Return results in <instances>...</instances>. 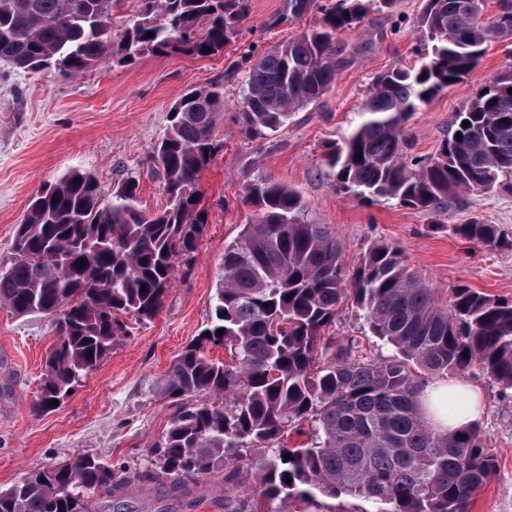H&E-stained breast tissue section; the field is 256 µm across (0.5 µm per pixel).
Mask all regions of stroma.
<instances>
[{"mask_svg": "<svg viewBox=\"0 0 512 512\" xmlns=\"http://www.w3.org/2000/svg\"><path fill=\"white\" fill-rule=\"evenodd\" d=\"M247 3L248 17L239 33L211 57L146 54L132 65L98 66L75 78L0 66V264L11 257L16 226L31 197L69 168L90 170L107 190L135 175L141 209L148 214L163 209L166 195L151 155L167 128L168 110L186 90L225 81L224 110L214 131L222 149L196 184L208 211V229L190 274L177 279L160 312L118 342L59 407L37 417L30 406L56 340L53 321L0 308V366L11 385L10 395L0 397V487L79 453L130 471V484L117 495H97L93 512H112L116 499L130 512H224L225 475L235 472L254 483V468L240 469L229 460L222 472L202 478L190 495L180 496L154 476L151 465L152 448L176 412L158 395L157 383L211 318L224 247L254 220V209L244 200L247 181L267 179L297 190L313 220L328 225L340 242L346 269L356 268L367 248L383 241L425 275L441 297L463 284L512 300V250L489 249L450 231L451 225L476 215L512 232V195L468 193L462 204L431 214L394 201L350 197L338 190L322 162L326 148L358 123L374 76L397 63L417 64L412 30L423 0H397L393 9L370 12L359 27L338 35L340 65L331 90L295 113L285 128L256 138L246 137L239 125L242 80L225 79V70L247 47L262 50L288 40L318 15L293 16L288 0ZM511 62L512 51L504 43L489 41L463 83L412 116L409 156L434 154L465 97ZM332 331L339 339L359 340L362 361H388L395 354L370 335L352 305L341 309ZM460 379L482 395L478 422L497 463L471 512H512V392L477 367Z\"/></svg>", "mask_w": 512, "mask_h": 512, "instance_id": "1", "label": "stroma"}]
</instances>
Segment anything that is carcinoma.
Wrapping results in <instances>:
<instances>
[{"label": "carcinoma", "mask_w": 512, "mask_h": 512, "mask_svg": "<svg viewBox=\"0 0 512 512\" xmlns=\"http://www.w3.org/2000/svg\"><path fill=\"white\" fill-rule=\"evenodd\" d=\"M289 2L297 16L315 6L320 17L286 42L257 55L247 50L224 73L229 79L245 71L248 101H239L237 112L248 137L278 131L321 99L339 66L336 34L357 27L374 8L392 9L396 0ZM136 3L114 41V0H0V63L76 77L145 53L205 58L235 38L248 12L247 0ZM484 4L424 0L413 28L418 64L379 73L360 122L323 155L339 190L431 212L467 192L512 194V66L466 98L434 155L403 162L405 127L415 112L464 81L488 38L512 36V0H497L487 22ZM223 109L220 81L189 89L171 106L154 151L167 204L154 215L139 209L135 177L109 194L81 168L32 199L12 257L0 269V306L54 318L57 340L31 403L34 415L54 410L52 400L68 397L130 335L127 316L152 319L178 271H191L208 227L195 181L219 150L214 126ZM245 200L255 218L224 247L211 319L158 386L176 405L154 451L158 476L186 496L200 478L224 470L231 454L245 465L257 458L261 467L251 487L224 478V512H258L259 496L310 512L318 497L343 493L363 499L364 512H470L496 473L495 460L479 423L444 434L427 423L415 369L477 366L512 390V302L458 285L442 303L426 276L383 242L372 243L350 274L340 243L327 225L308 219V203L295 190L249 182ZM452 232L512 249L511 235L477 216L452 225ZM349 294L370 332L399 357L364 363L356 343L330 334ZM209 345L224 347L230 362L209 357ZM293 435L306 440L290 448ZM119 472L80 453L0 487V512H91L93 495L130 483Z\"/></svg>", "instance_id": "cac0c4a2"}]
</instances>
